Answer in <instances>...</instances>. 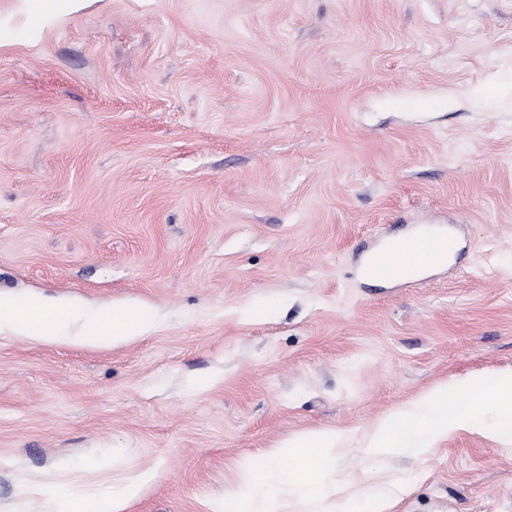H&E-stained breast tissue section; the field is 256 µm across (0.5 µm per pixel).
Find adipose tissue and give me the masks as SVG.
I'll return each instance as SVG.
<instances>
[{
	"label": "adipose tissue",
	"instance_id": "ef3b65f1",
	"mask_svg": "<svg viewBox=\"0 0 512 512\" xmlns=\"http://www.w3.org/2000/svg\"><path fill=\"white\" fill-rule=\"evenodd\" d=\"M155 323L148 310L93 311L60 301L33 313L0 319V331L38 342L98 345L146 333ZM490 412L497 414L500 430L512 434V373L481 382L453 381L418 395L401 410L379 419L364 435L360 452L366 458L391 452L422 455L449 432L479 426ZM351 437L346 429L308 432L293 437L287 445L244 459L245 487H226L212 512H284L290 497L302 500L310 512H358L366 502L372 512H387V489L339 498L326 483Z\"/></svg>",
	"mask_w": 512,
	"mask_h": 512
}]
</instances>
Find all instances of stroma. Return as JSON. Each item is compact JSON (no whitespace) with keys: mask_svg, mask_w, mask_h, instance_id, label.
<instances>
[{"mask_svg":"<svg viewBox=\"0 0 512 512\" xmlns=\"http://www.w3.org/2000/svg\"><path fill=\"white\" fill-rule=\"evenodd\" d=\"M456 225L447 267L368 281ZM144 304L112 346L0 333V512H210L239 465L512 372V0H0V298ZM126 465H112L113 452ZM390 512H512V437L336 462ZM32 13L36 20H45L54 13L58 12L64 5L66 10H71L73 6L82 0H32ZM157 478V469L146 468L128 479L123 485L112 491L106 504L107 512H126L131 503L137 500L146 486Z\"/></svg>","mask_w":512,"mask_h":512,"instance_id":"obj_1","label":"stroma"}]
</instances>
